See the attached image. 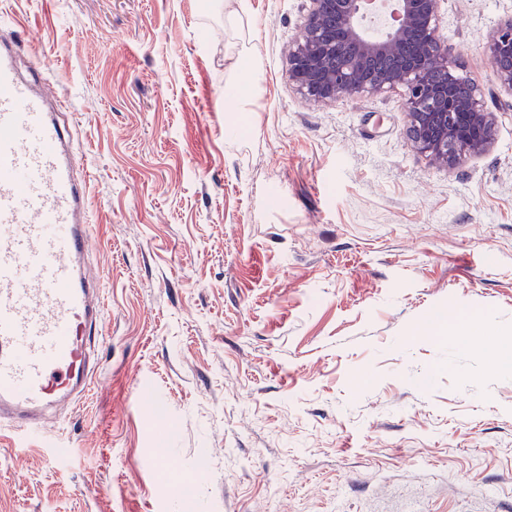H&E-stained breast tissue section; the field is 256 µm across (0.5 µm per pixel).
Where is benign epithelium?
Here are the masks:
<instances>
[{"instance_id":"obj_1","label":"benign epithelium","mask_w":512,"mask_h":512,"mask_svg":"<svg viewBox=\"0 0 512 512\" xmlns=\"http://www.w3.org/2000/svg\"><path fill=\"white\" fill-rule=\"evenodd\" d=\"M289 52V75L315 101L400 90L408 136L429 161L448 170L480 153L496 117L448 48L438 25L441 0H311ZM489 60L512 94V18L490 35Z\"/></svg>"}]
</instances>
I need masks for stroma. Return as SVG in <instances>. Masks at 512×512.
Returning a JSON list of instances; mask_svg holds the SVG:
<instances>
[{"mask_svg": "<svg viewBox=\"0 0 512 512\" xmlns=\"http://www.w3.org/2000/svg\"><path fill=\"white\" fill-rule=\"evenodd\" d=\"M249 2L231 27L208 0H0L90 174L105 336L85 399L0 427V512H512V95L487 52L512 0L441 4L496 115L454 170L401 92L299 93L310 0Z\"/></svg>", "mask_w": 512, "mask_h": 512, "instance_id": "35a3bbf8", "label": "stroma"}]
</instances>
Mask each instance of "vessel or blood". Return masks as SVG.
<instances>
[{
	"label": "vessel or blood",
	"mask_w": 512,
	"mask_h": 512,
	"mask_svg": "<svg viewBox=\"0 0 512 512\" xmlns=\"http://www.w3.org/2000/svg\"><path fill=\"white\" fill-rule=\"evenodd\" d=\"M58 107L0 39V420L31 433L89 391L103 306L83 270L90 182Z\"/></svg>",
	"instance_id": "obj_1"
}]
</instances>
